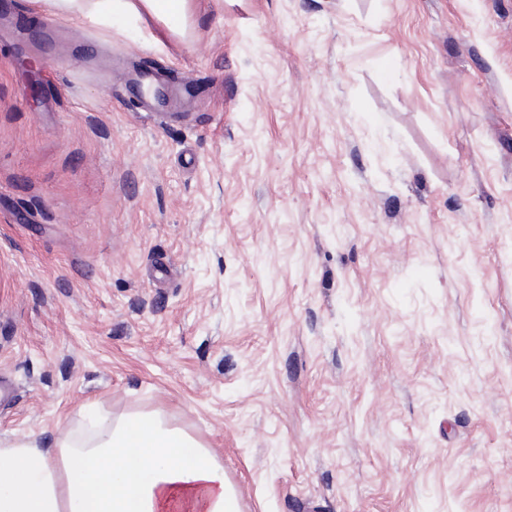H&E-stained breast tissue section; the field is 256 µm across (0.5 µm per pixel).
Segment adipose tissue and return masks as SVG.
Wrapping results in <instances>:
<instances>
[{
    "label": "adipose tissue",
    "instance_id": "1",
    "mask_svg": "<svg viewBox=\"0 0 512 512\" xmlns=\"http://www.w3.org/2000/svg\"><path fill=\"white\" fill-rule=\"evenodd\" d=\"M75 26L151 16L185 35L190 0H32ZM0 512H239L216 453L156 412L100 417L80 442L0 445Z\"/></svg>",
    "mask_w": 512,
    "mask_h": 512
}]
</instances>
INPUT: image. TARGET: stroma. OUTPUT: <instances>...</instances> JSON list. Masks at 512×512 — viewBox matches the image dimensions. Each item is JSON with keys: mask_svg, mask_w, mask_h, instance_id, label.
<instances>
[{"mask_svg": "<svg viewBox=\"0 0 512 512\" xmlns=\"http://www.w3.org/2000/svg\"><path fill=\"white\" fill-rule=\"evenodd\" d=\"M190 6L0 0V441L158 412L240 512H512V0ZM44 4L57 19L74 26L91 24L112 31L115 24H137L149 15L173 34L184 36L189 18L190 0H31ZM171 20L178 21L173 25Z\"/></svg>", "mask_w": 512, "mask_h": 512, "instance_id": "35a3bbf8", "label": "stroma"}]
</instances>
